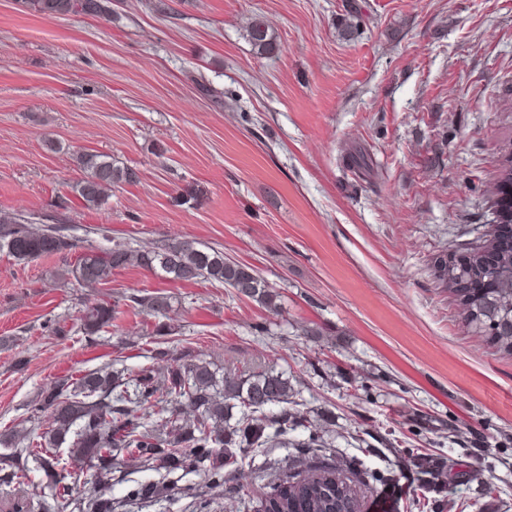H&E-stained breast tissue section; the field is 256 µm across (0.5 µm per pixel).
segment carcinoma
<instances>
[{"label": "carcinoma", "instance_id": "obj_1", "mask_svg": "<svg viewBox=\"0 0 512 512\" xmlns=\"http://www.w3.org/2000/svg\"><path fill=\"white\" fill-rule=\"evenodd\" d=\"M20 5L47 17H100L112 11V0H20ZM247 36L261 52H271L274 41L260 17L247 28ZM82 177L73 190L87 207L105 203L112 188L137 179L130 167H119L108 155L82 153L76 157ZM0 245L18 260L42 255L67 256L79 252L67 270L82 288H95L111 280L112 271L135 264L160 271L175 280L216 281L258 304L272 308L277 295L257 271L224 257V252L194 240L164 242L147 249L124 243L101 248L49 226L36 230L18 217L0 218ZM489 287L475 293H455L464 306L467 325L492 337L497 347L512 355V309L493 308L486 297L493 294L512 300V249L504 248L499 266L484 275ZM131 301L154 315H165L164 296L133 297ZM114 309L108 302L86 309L82 317L85 335L96 336L112 325ZM151 359L159 365H143L126 372L109 368L85 373L76 381H57L41 393L27 421L33 428L18 445L15 435L0 433V472L3 481L20 484L27 478V462L34 459L52 491L54 505L46 512H113L112 488L118 472L117 458L126 454L153 471L201 472L213 487L224 484V449L237 446V438L259 443L265 429L288 434V425L300 422L301 414L288 410L293 389L288 376L273 367L256 375L222 372L190 349L171 355L157 348ZM240 408L237 425H230L233 409ZM49 426L36 432L43 414ZM159 417L165 430L149 420ZM69 443V458L90 472L88 492L73 497L64 484L57 449ZM356 484L328 463L317 462L305 475L285 476L260 500L257 512H336L358 507ZM156 483H139L129 497L150 501L162 494Z\"/></svg>", "mask_w": 512, "mask_h": 512}]
</instances>
